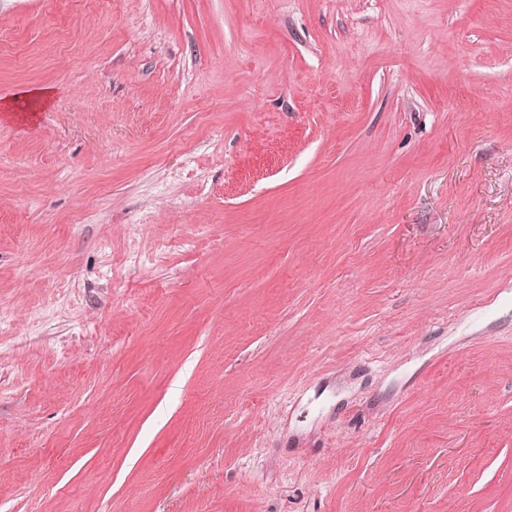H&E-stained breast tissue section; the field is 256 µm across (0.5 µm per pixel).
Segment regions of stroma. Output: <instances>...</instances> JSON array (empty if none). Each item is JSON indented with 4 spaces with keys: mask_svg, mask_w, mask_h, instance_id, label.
Listing matches in <instances>:
<instances>
[{
    "mask_svg": "<svg viewBox=\"0 0 512 512\" xmlns=\"http://www.w3.org/2000/svg\"><path fill=\"white\" fill-rule=\"evenodd\" d=\"M0 512H512V0H0Z\"/></svg>",
    "mask_w": 512,
    "mask_h": 512,
    "instance_id": "stroma-1",
    "label": "stroma"
}]
</instances>
